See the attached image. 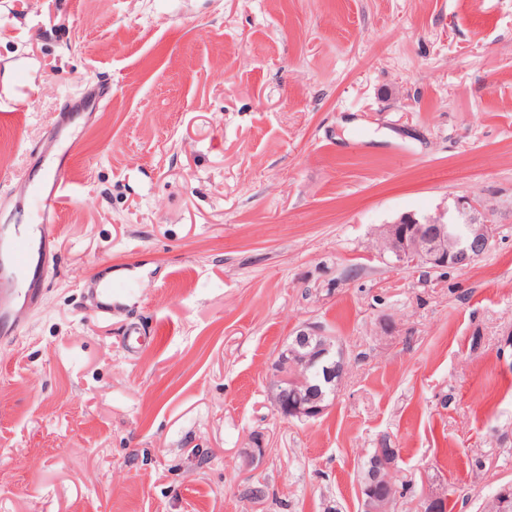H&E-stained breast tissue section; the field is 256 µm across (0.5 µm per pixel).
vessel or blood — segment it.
<instances>
[{
  "mask_svg": "<svg viewBox=\"0 0 512 512\" xmlns=\"http://www.w3.org/2000/svg\"><path fill=\"white\" fill-rule=\"evenodd\" d=\"M28 200L37 206L41 222L33 234L0 232V336L19 335L18 324L11 317L17 297L32 302L38 299L42 281L29 278L26 288H18L17 278L26 275L34 258L49 261L55 256L58 205L70 190V166L65 157H52L45 177L22 179Z\"/></svg>",
  "mask_w": 512,
  "mask_h": 512,
  "instance_id": "b4317fda",
  "label": "vessel or blood"
}]
</instances>
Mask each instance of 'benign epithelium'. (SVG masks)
Segmentation results:
<instances>
[{"label":"benign epithelium","instance_id":"1","mask_svg":"<svg viewBox=\"0 0 512 512\" xmlns=\"http://www.w3.org/2000/svg\"><path fill=\"white\" fill-rule=\"evenodd\" d=\"M460 223L445 222L441 211L415 224L403 215L382 225L388 239V254L399 268L426 266L439 270L448 266L464 269L486 254L496 237V227L481 200L470 196L455 200ZM456 248L448 249V238ZM331 361L327 378L336 382V372L345 370V362H336V337L318 323L296 329L278 353L269 375V394L274 410L289 421L305 422L323 416L330 398L305 379V372L318 363ZM400 456L397 448H376L370 455V469L360 485L364 512H377L373 488L387 479Z\"/></svg>","mask_w":512,"mask_h":512}]
</instances>
